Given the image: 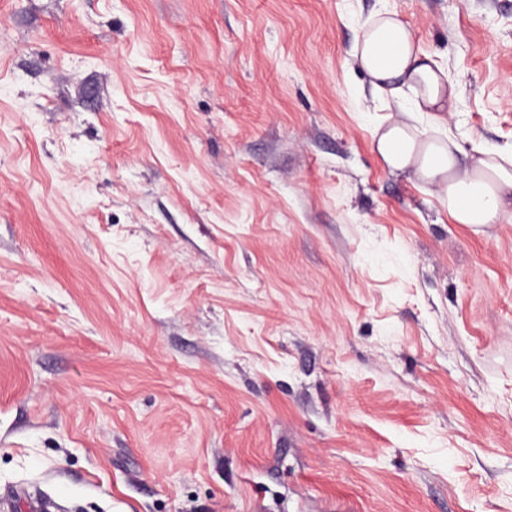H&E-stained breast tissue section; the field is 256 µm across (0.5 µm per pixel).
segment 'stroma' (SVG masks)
I'll return each instance as SVG.
<instances>
[{
	"instance_id": "35a3bbf8",
	"label": "stroma",
	"mask_w": 512,
	"mask_h": 512,
	"mask_svg": "<svg viewBox=\"0 0 512 512\" xmlns=\"http://www.w3.org/2000/svg\"><path fill=\"white\" fill-rule=\"evenodd\" d=\"M397 13L512 145V0H0V498L512 512V215L389 172Z\"/></svg>"
}]
</instances>
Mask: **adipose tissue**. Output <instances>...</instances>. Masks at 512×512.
I'll list each match as a JSON object with an SVG mask.
<instances>
[{"mask_svg":"<svg viewBox=\"0 0 512 512\" xmlns=\"http://www.w3.org/2000/svg\"><path fill=\"white\" fill-rule=\"evenodd\" d=\"M352 53L371 78L372 95L392 98L402 114L375 126V150L390 170H410L419 181L438 185L456 223L482 226L512 212V151L480 146L463 165L442 119L456 88L447 70L418 47L408 23L392 12L368 16Z\"/></svg>","mask_w":512,"mask_h":512,"instance_id":"obj_1","label":"adipose tissue"}]
</instances>
